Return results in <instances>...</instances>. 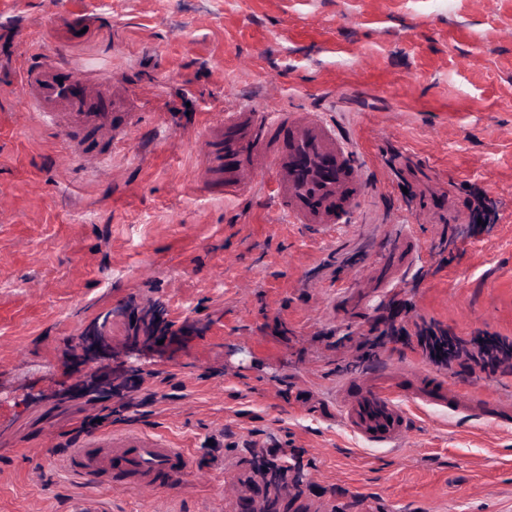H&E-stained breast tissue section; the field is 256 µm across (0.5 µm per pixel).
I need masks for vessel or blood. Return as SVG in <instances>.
I'll return each mask as SVG.
<instances>
[{"label":"vessel or blood","mask_w":512,"mask_h":512,"mask_svg":"<svg viewBox=\"0 0 512 512\" xmlns=\"http://www.w3.org/2000/svg\"><path fill=\"white\" fill-rule=\"evenodd\" d=\"M34 112L51 120L65 112L84 149L103 158L116 126L131 128L136 113L120 111L90 76H75L61 64L31 63L23 79ZM203 145L199 183L207 191L239 196L261 188L290 223L320 234L354 223L365 203L364 164L320 112H267L245 109L201 124ZM413 232H401L391 260L404 270L414 249ZM408 390L393 386L381 366L342 381L336 389L339 417L365 444L399 448L410 427V409L438 406L449 412L485 418L490 404L480 389L460 390L443 375L410 372ZM190 458L158 435L135 428L85 439L65 466L84 479L131 491H157L181 479Z\"/></svg>","instance_id":"1"}]
</instances>
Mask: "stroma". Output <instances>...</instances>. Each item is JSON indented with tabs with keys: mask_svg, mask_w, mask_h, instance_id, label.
<instances>
[{
	"mask_svg": "<svg viewBox=\"0 0 512 512\" xmlns=\"http://www.w3.org/2000/svg\"><path fill=\"white\" fill-rule=\"evenodd\" d=\"M60 52L139 116L107 161L30 106L24 68ZM250 108L336 124L368 167L360 223L323 237L264 194L201 188L196 128ZM398 224L418 255L382 288ZM396 300L512 337V0H0V512H238L276 492L288 512H512V369L448 375L486 387L496 426L416 409L389 451L340 423L336 387ZM156 315L178 327L161 343L133 327ZM135 347L161 382L130 426L191 454L155 493L90 487L55 453L88 411L75 389L130 377Z\"/></svg>",
	"mask_w": 512,
	"mask_h": 512,
	"instance_id": "stroma-1",
	"label": "stroma"
}]
</instances>
